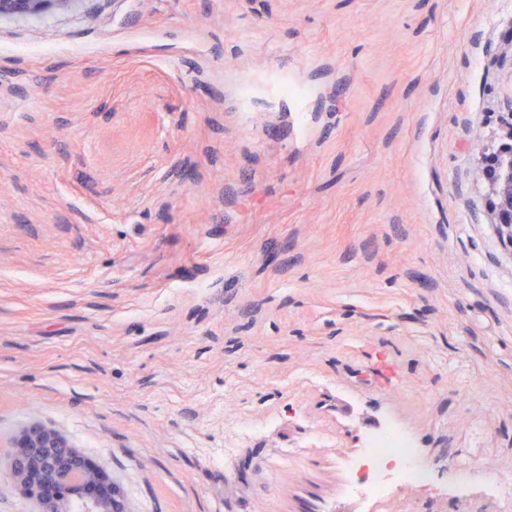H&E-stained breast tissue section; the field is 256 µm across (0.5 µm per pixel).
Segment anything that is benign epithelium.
<instances>
[{
	"instance_id": "7a95c632",
	"label": "benign epithelium",
	"mask_w": 512,
	"mask_h": 512,
	"mask_svg": "<svg viewBox=\"0 0 512 512\" xmlns=\"http://www.w3.org/2000/svg\"><path fill=\"white\" fill-rule=\"evenodd\" d=\"M76 0H0V17L39 14L52 8L66 9ZM495 194L492 209L496 224L507 232L512 245V176L497 169L484 173ZM10 475L42 507L69 512L68 500L80 499L87 512H129L117 492L99 472L87 464L81 452L58 431L34 422L17 440Z\"/></svg>"
}]
</instances>
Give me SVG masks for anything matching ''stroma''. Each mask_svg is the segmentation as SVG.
Masks as SVG:
<instances>
[{
	"mask_svg": "<svg viewBox=\"0 0 512 512\" xmlns=\"http://www.w3.org/2000/svg\"><path fill=\"white\" fill-rule=\"evenodd\" d=\"M512 0H75L0 17L4 465L131 512H506ZM427 472L373 502L376 427ZM491 182L495 194L492 209L496 224L507 232L508 242L512 244V176L501 175L497 167L484 173ZM14 448L10 475L42 505V512L47 506H55L50 512H69L72 497L87 505V512H131L120 504L112 485L58 431L31 423ZM90 489L93 492L88 493Z\"/></svg>",
	"mask_w": 512,
	"mask_h": 512,
	"instance_id": "35a3bbf8",
	"label": "stroma"
}]
</instances>
